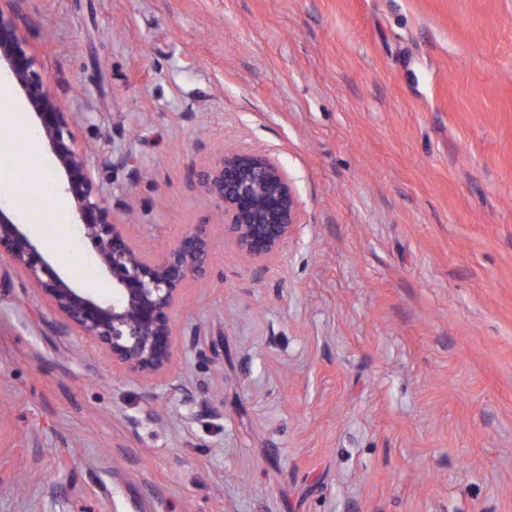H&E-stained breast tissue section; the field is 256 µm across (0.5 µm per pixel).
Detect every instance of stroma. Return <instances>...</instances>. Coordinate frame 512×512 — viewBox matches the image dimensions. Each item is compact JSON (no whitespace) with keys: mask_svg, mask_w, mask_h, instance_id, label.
<instances>
[{"mask_svg":"<svg viewBox=\"0 0 512 512\" xmlns=\"http://www.w3.org/2000/svg\"><path fill=\"white\" fill-rule=\"evenodd\" d=\"M13 6L134 243L212 251L148 382L0 266V512H512V0ZM229 151L300 203L262 263L199 184ZM20 163L111 297L50 151Z\"/></svg>","mask_w":512,"mask_h":512,"instance_id":"1","label":"stroma"}]
</instances>
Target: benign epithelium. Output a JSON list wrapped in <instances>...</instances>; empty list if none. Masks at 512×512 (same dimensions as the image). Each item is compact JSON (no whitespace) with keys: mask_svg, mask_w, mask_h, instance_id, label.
Segmentation results:
<instances>
[{"mask_svg":"<svg viewBox=\"0 0 512 512\" xmlns=\"http://www.w3.org/2000/svg\"><path fill=\"white\" fill-rule=\"evenodd\" d=\"M22 17L0 9V61L11 68L40 122L65 190L75 205L83 237L112 280V299L76 288L45 256L40 243L0 207V263H7L36 289L63 324L92 343L112 367L134 378L166 373L177 352L174 313L189 280H204L210 268L211 238L198 224L162 255L144 254L114 216L91 163L79 151L68 113L61 110L33 70L21 32ZM199 179L209 201L224 216V237L246 257L263 261L290 239L300 224L298 198L273 157L230 152Z\"/></svg>","mask_w":512,"mask_h":512,"instance_id":"1","label":"benign epithelium"}]
</instances>
